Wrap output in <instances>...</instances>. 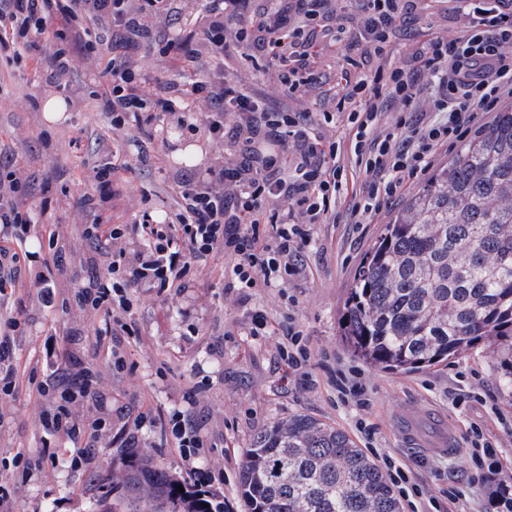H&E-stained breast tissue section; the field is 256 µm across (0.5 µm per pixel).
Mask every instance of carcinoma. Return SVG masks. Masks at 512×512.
Wrapping results in <instances>:
<instances>
[{"instance_id": "obj_1", "label": "carcinoma", "mask_w": 512, "mask_h": 512, "mask_svg": "<svg viewBox=\"0 0 512 512\" xmlns=\"http://www.w3.org/2000/svg\"><path fill=\"white\" fill-rule=\"evenodd\" d=\"M341 336L365 363L414 373L483 346L512 386V106L476 130L385 225L345 302ZM99 512H224L144 453L124 463ZM183 491H178V487ZM246 512H402L378 464L308 415L259 430L238 476ZM208 507H203V504ZM490 512H512L509 483Z\"/></svg>"}]
</instances>
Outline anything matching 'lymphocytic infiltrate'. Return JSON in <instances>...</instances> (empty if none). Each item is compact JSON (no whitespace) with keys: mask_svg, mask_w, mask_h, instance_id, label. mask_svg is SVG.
I'll use <instances>...</instances> for the list:
<instances>
[{"mask_svg":"<svg viewBox=\"0 0 512 512\" xmlns=\"http://www.w3.org/2000/svg\"><path fill=\"white\" fill-rule=\"evenodd\" d=\"M0 13V54L22 63L40 36L53 50L42 63L45 85L75 104L73 84L78 63L99 69L105 83L99 105L113 131L137 130L149 137L164 135L173 125L205 137L210 147L224 145V117L233 114V133L244 145L266 136L268 150L255 162L229 163L216 158L204 175L175 182L173 210L156 217L139 210L131 223H113L94 211L83 235L98 255L108 258L106 274L92 279L77 299L94 308L130 312L139 290L160 293L188 287L195 265L222 252L224 285L239 291L281 288L304 277V253L310 249L311 225L335 213L338 200L350 197V219L371 223L387 203L424 174L441 149L467 132L479 113L493 112L512 98V0H455L464 19L460 33L437 35L398 65L347 84L346 99L358 100L349 112L354 131L351 154L365 178L348 185L341 151L335 141L308 134L303 112H272L245 94L224 75L229 41H254L258 51L280 64L276 81L287 96L308 91L314 69L318 27L333 33L348 50L372 47L384 53L397 18L410 11L412 0H362L363 19L350 32L325 11L327 0H289L287 12L263 11L251 30L238 28L243 0H205L204 9L186 20L178 39L166 28L176 0H8ZM60 27H52L54 18ZM107 35L109 56L89 38L88 22ZM162 57L184 56L202 78L191 85L167 83L163 96L150 93L152 78L138 60L143 47ZM432 89L430 111L417 103ZM298 156H290L289 146ZM28 183L20 171L0 168V296L20 281L41 290L52 306L53 271L60 268L63 247L56 231L48 233V251L27 250L35 218L25 206ZM281 201L278 209L268 208ZM276 362L297 385L311 382V349L301 331L288 327L278 335Z\"/></svg>","mask_w":512,"mask_h":512,"instance_id":"obj_1","label":"lymphocytic infiltrate"}]
</instances>
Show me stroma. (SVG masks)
I'll return each mask as SVG.
<instances>
[{"instance_id": "obj_1", "label": "stroma", "mask_w": 512, "mask_h": 512, "mask_svg": "<svg viewBox=\"0 0 512 512\" xmlns=\"http://www.w3.org/2000/svg\"><path fill=\"white\" fill-rule=\"evenodd\" d=\"M453 7L452 0H417L414 10L397 21L383 56L363 47L350 54L342 43L319 37L318 82L303 97L280 93L272 66L251 46L229 50L224 73L270 109L309 113L310 135L346 148L350 134L339 111L345 82L399 62L431 35L456 33L463 21ZM49 50L42 40L25 64L0 58V163L28 176L32 209L44 210L45 221L57 224L67 245L64 272L55 278L54 305L44 306L39 289L18 288L7 298L18 314V329L9 331L0 317V334L14 338L19 381L15 396L0 397V512H96L100 495L132 450L150 454L188 486L214 493L226 512H244L238 471L245 451L259 429L297 414L351 435L357 417L366 418L375 428L372 443L397 457L429 494L450 485L465 488L464 504H446V512H486L492 485L512 478V388L499 381L497 355L480 347L448 366L400 374L360 365L339 336L355 273L408 194L392 200L368 224L350 223L347 202L338 203L335 222L311 227L306 277L285 287L259 288L246 298L226 290L225 259L218 253L195 266L191 288L138 292L132 335L118 342L98 335L104 312L75 298L104 270L91 263L94 246L82 236L92 216L79 201L97 193L94 168L113 163L125 182L122 196L105 205L120 224L146 206L170 210L176 176L204 172L213 154L202 138L177 129L162 140L132 130L113 144L109 122L91 97L102 81L95 70L81 68L74 75L85 97L81 108H68L64 122L47 123L43 105L52 92L38 70ZM351 57L356 67L348 66ZM323 112L334 113V123L322 124ZM191 146L203 155L195 164L186 157ZM45 199L51 202L46 210L41 207ZM257 310L277 330L293 324L302 331L312 352L309 387L295 385L276 368L271 343L247 336ZM116 352L126 360L124 370L112 364ZM338 362L361 367L371 398L364 413L337 402L325 367ZM84 369L92 375L95 398H75L68 409L73 422L92 433L85 444L42 425ZM42 383L48 387L44 395L37 390ZM160 410L190 414L201 429L203 448L185 453L151 426L135 429L136 418ZM99 418L105 424L97 429L93 423ZM475 426L497 445L494 468L477 471L469 465ZM447 443L457 447V454L439 453Z\"/></svg>"}]
</instances>
